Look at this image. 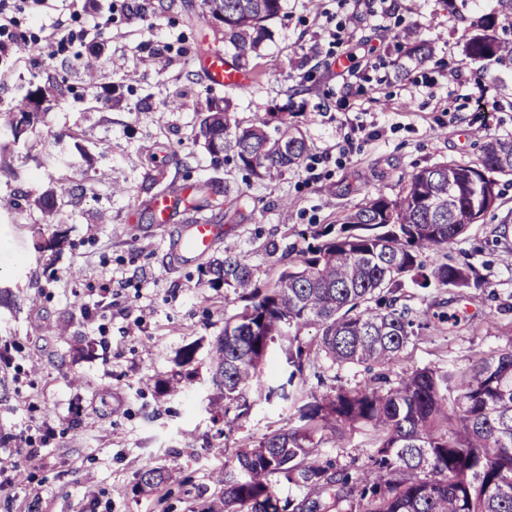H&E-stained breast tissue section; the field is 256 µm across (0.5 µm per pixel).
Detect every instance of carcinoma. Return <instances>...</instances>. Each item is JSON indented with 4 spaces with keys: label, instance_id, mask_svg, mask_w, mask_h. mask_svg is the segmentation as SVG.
Wrapping results in <instances>:
<instances>
[{
    "label": "carcinoma",
    "instance_id": "carcinoma-1",
    "mask_svg": "<svg viewBox=\"0 0 512 512\" xmlns=\"http://www.w3.org/2000/svg\"><path fill=\"white\" fill-rule=\"evenodd\" d=\"M283 0H202L204 16L224 13V39L248 61L269 36L266 23ZM480 18L466 44L473 66L488 59L512 61L504 35L512 33V0ZM85 77L98 75V55L79 58ZM0 101V153L20 141L16 131L39 119L33 92ZM208 102L195 141L219 163L233 157L251 176L298 167L308 152L297 125L284 119L273 130L263 120L241 128ZM475 161H443L412 173L394 198H369L336 224L309 232L310 240L270 286L255 279L247 259L227 254L207 267V286L232 289L247 302L224 322L210 349L212 381L220 397L210 403L217 434L226 435L251 410L249 397L266 403L295 400L311 348L340 366L389 367L415 335L416 320L398 306L410 281L420 288H479L486 277L470 262L429 264L434 254L476 224L500 197L498 182L512 177V136L482 135ZM48 222L57 205L52 191L33 200ZM277 346L288 369L269 384L261 365ZM385 376L356 390L316 395L300 405L303 425L282 428L239 450L217 475L221 496L203 512H512V346L464 368H419L397 384ZM364 424L376 436L370 465L356 475L322 461L310 429L341 440L345 427ZM282 477L300 494L279 497L271 477ZM140 485L154 488L167 471L145 466Z\"/></svg>",
    "mask_w": 512,
    "mask_h": 512
}]
</instances>
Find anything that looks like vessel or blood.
I'll return each instance as SVG.
<instances>
[{
    "mask_svg": "<svg viewBox=\"0 0 512 512\" xmlns=\"http://www.w3.org/2000/svg\"><path fill=\"white\" fill-rule=\"evenodd\" d=\"M197 64L212 88H241L250 82L248 73L229 62L223 51L215 50L203 54L198 58ZM196 192L197 189L193 186H184L175 192L161 191L147 203L155 223L179 224L180 232L174 249L183 259H195L205 255L224 236L223 225L204 216L191 215L187 210L185 200Z\"/></svg>",
    "mask_w": 512,
    "mask_h": 512,
    "instance_id": "obj_1",
    "label": "vessel or blood"
}]
</instances>
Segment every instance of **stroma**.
Returning a JSON list of instances; mask_svg holds the SVG:
<instances>
[{
    "label": "stroma",
    "instance_id": "stroma-1",
    "mask_svg": "<svg viewBox=\"0 0 512 512\" xmlns=\"http://www.w3.org/2000/svg\"><path fill=\"white\" fill-rule=\"evenodd\" d=\"M200 3L134 0L133 21L91 41L102 66L92 82L74 61L0 53L1 100L22 80L47 90V110L26 134L36 149L15 147L19 179L0 175V512L34 503L41 512H200L238 450L296 424L298 404L312 396L361 388L378 372L311 356L294 402H255L228 438H216L210 344L243 303L226 288L203 287L202 270L240 254L270 284L302 247V232L370 196L395 197L423 167L476 160V128L512 135V68L488 61L474 71L464 54L474 23L497 0H387L382 17L376 0H286L244 66L253 82L221 91L194 63L225 46ZM406 28L431 44L430 58L417 60L396 40ZM163 39L178 50L158 55ZM175 95L184 101L178 111L167 107ZM215 97L244 125L297 117L309 144L302 165L261 180L232 160L214 165L194 134ZM45 153L59 165L42 167ZM188 181L219 190L223 207L204 213L224 236L206 257L179 261L176 225L150 223L140 203ZM48 189L58 206L52 229L39 208L13 207ZM56 229L63 239L47 249ZM438 259L471 262L487 283L404 289L401 303L421 327L390 366V383L512 346V186ZM189 345L194 359L179 366ZM176 375L181 393L157 390ZM318 446L322 459L357 471L375 436L358 425L342 443L322 437ZM21 448L40 455L20 464ZM148 464L169 477L142 492Z\"/></svg>",
    "mask_w": 512,
    "mask_h": 512
}]
</instances>
